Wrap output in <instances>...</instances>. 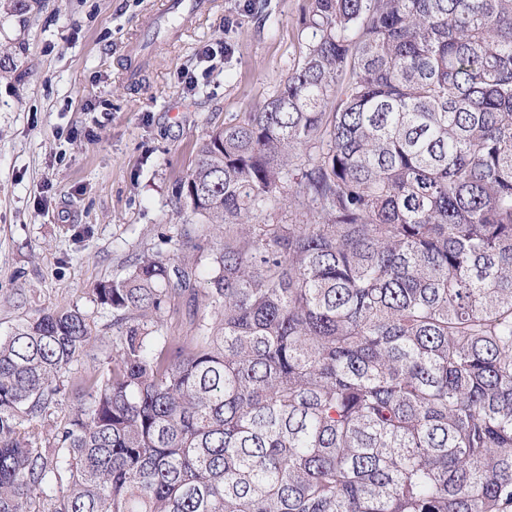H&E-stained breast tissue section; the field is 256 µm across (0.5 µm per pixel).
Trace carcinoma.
<instances>
[{"mask_svg":"<svg viewBox=\"0 0 512 512\" xmlns=\"http://www.w3.org/2000/svg\"><path fill=\"white\" fill-rule=\"evenodd\" d=\"M303 25L175 192L224 225L206 273L185 231L93 288L92 372L76 306L0 336V512H512V0H312ZM316 146L306 222L258 223Z\"/></svg>","mask_w":512,"mask_h":512,"instance_id":"cac0c4a2","label":"carcinoma"}]
</instances>
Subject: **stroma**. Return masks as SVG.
I'll return each mask as SVG.
<instances>
[{
	"label": "stroma",
	"instance_id": "35a3bbf8",
	"mask_svg": "<svg viewBox=\"0 0 512 512\" xmlns=\"http://www.w3.org/2000/svg\"><path fill=\"white\" fill-rule=\"evenodd\" d=\"M161 3L0 0V334L58 304L95 313L97 283L201 234L175 206L198 143L275 95L312 38L311 0H214L128 82L124 47Z\"/></svg>",
	"mask_w": 512,
	"mask_h": 512
}]
</instances>
